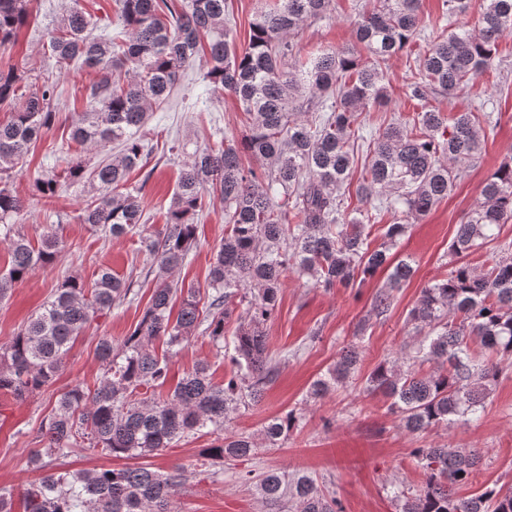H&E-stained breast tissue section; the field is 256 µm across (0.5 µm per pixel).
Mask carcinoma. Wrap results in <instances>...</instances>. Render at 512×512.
<instances>
[{
    "label": "carcinoma",
    "instance_id": "cac0c4a2",
    "mask_svg": "<svg viewBox=\"0 0 512 512\" xmlns=\"http://www.w3.org/2000/svg\"><path fill=\"white\" fill-rule=\"evenodd\" d=\"M32 0H0V47L17 43L28 25ZM115 26L98 34L97 22L64 0L47 43L57 71L78 65L95 74L85 87V111L78 113L69 139L106 155L92 169L73 163L65 179L97 192L79 216L104 235H142L153 256L156 286L134 329L121 342L99 338L96 351L106 364L100 384L77 382L58 398L41 425L43 450L30 463L45 474L23 494L24 512H176L175 497L184 467L160 473L148 464L122 468L50 470L44 458L78 450L116 458H147L171 448L185 435L212 427L224 431L242 405H256L279 371L268 352L262 327L277 312L282 276L288 268L321 288H352L388 271L374 309L383 313L393 292L414 275L412 263L392 260L389 247L456 186L462 168L477 157L483 128L473 111L445 114L428 104L427 91L452 98L484 73L498 41L512 33V0H483L478 30L459 27L441 36L419 59L422 83L411 96L424 102L405 122L376 131L367 142L366 177L357 193L381 197L378 213L391 217L387 244L372 249L363 214L341 223L339 190L354 168V145L361 115L384 106V64L417 33L422 0H372L357 23L356 39L371 58L334 48L303 64L293 38L305 23L328 11L332 0H275L252 23L248 42L237 49L228 0H114ZM205 55L203 80L211 91L233 93L247 116L249 134L240 142L224 138L197 149L184 163L167 212L165 227L148 232L141 188L126 175L154 151L145 129L149 113L169 100L182 71ZM317 112L312 121L303 107ZM0 230L15 232L23 209L8 179L26 163L30 147L53 130L59 112L56 84H28L24 67L0 70ZM257 167H245L242 154ZM62 188L54 175L35 180L42 198ZM224 204V240L209 273L208 307L199 309L198 291L174 279L197 247V224L212 200ZM512 221V163L501 164L484 182L468 220L457 225L451 242L456 265L420 291L409 314L421 337L415 355L378 364L365 388L390 400L405 431L417 434L442 425L478 419L482 400L512 360V256L479 272L464 261L496 230ZM63 246L53 234L34 247L24 236L10 239V267L0 275V299L14 283L52 264ZM132 282L97 272L92 288L68 279L54 290L25 325L0 345V392L26 399L49 386L77 336L93 319L128 300ZM181 299L176 318L172 304ZM244 306L232 340L233 373L215 383L199 363L164 395H143L163 386L167 357L153 350L164 337L170 347L189 342L199 327L217 345L227 346L224 322ZM358 351L349 347L311 384L314 399L344 384L356 369ZM429 363L423 374L418 366ZM294 410L270 419L262 440L274 447L298 425ZM258 442L244 434L226 435L206 449L200 466L213 459L240 460ZM421 470L415 492L398 490L401 512H512V486L486 487L469 497L457 488L469 483L480 462L475 450L451 444L413 448ZM261 499L293 503L295 512H341L337 499L306 473L291 480L277 472L257 484Z\"/></svg>",
    "mask_w": 512,
    "mask_h": 512
}]
</instances>
